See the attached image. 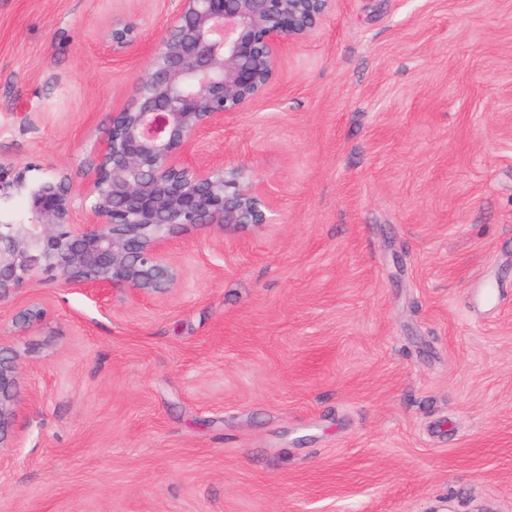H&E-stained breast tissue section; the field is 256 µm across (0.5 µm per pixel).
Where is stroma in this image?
I'll use <instances>...</instances> for the list:
<instances>
[{
    "instance_id": "stroma-1",
    "label": "stroma",
    "mask_w": 512,
    "mask_h": 512,
    "mask_svg": "<svg viewBox=\"0 0 512 512\" xmlns=\"http://www.w3.org/2000/svg\"><path fill=\"white\" fill-rule=\"evenodd\" d=\"M174 8L0 0V166L79 176ZM197 150L273 223L172 239L160 298L0 303V512H512V0H336ZM137 42V28L131 23L115 22L112 25V50L123 53L131 50ZM18 356L0 344V443L17 414Z\"/></svg>"
}]
</instances>
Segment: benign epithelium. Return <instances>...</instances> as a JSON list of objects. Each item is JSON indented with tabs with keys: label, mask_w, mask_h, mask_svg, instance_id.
Instances as JSON below:
<instances>
[{
	"label": "benign epithelium",
	"mask_w": 512,
	"mask_h": 512,
	"mask_svg": "<svg viewBox=\"0 0 512 512\" xmlns=\"http://www.w3.org/2000/svg\"><path fill=\"white\" fill-rule=\"evenodd\" d=\"M336 0H177L134 94L93 152L80 187L67 174L30 187L26 172L0 167V205L24 192L29 222L0 224V302L36 271L70 288L165 296L182 281L165 252L195 227L245 229L274 221L248 167L195 153L200 132L241 111L275 85L282 55L310 37ZM137 28L112 25V50ZM46 307L20 310L21 328ZM20 362L0 346V443L17 414Z\"/></svg>",
	"instance_id": "benign-epithelium-1"
}]
</instances>
